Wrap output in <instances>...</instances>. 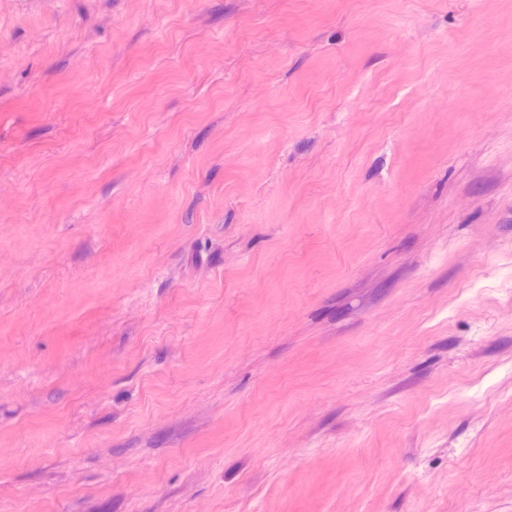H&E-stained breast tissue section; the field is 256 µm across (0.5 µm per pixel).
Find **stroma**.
Segmentation results:
<instances>
[{"instance_id":"1","label":"stroma","mask_w":512,"mask_h":512,"mask_svg":"<svg viewBox=\"0 0 512 512\" xmlns=\"http://www.w3.org/2000/svg\"><path fill=\"white\" fill-rule=\"evenodd\" d=\"M512 0H0V512H512Z\"/></svg>"}]
</instances>
